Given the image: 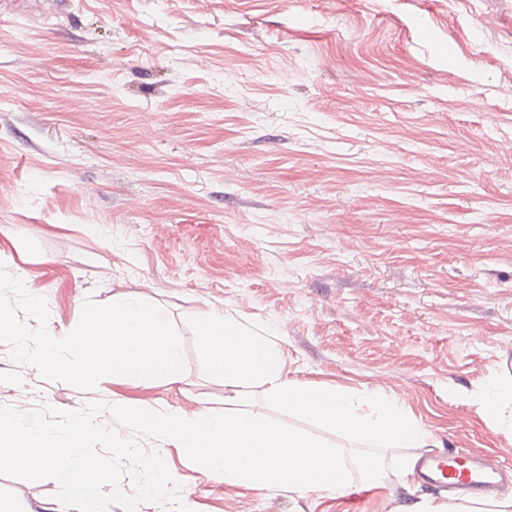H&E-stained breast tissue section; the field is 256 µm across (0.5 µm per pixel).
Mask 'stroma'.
Here are the masks:
<instances>
[{
    "label": "stroma",
    "mask_w": 512,
    "mask_h": 512,
    "mask_svg": "<svg viewBox=\"0 0 512 512\" xmlns=\"http://www.w3.org/2000/svg\"><path fill=\"white\" fill-rule=\"evenodd\" d=\"M0 263L48 333L163 307L177 383L48 382L0 343V405L222 410L196 324L275 325L300 381L400 392L443 445L509 457L459 398L512 374V0H0ZM190 512H395L228 485L172 445ZM55 480L0 476L19 512Z\"/></svg>",
    "instance_id": "stroma-1"
}]
</instances>
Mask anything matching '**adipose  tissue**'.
<instances>
[{"label":"adipose tissue","instance_id":"adipose-tissue-1","mask_svg":"<svg viewBox=\"0 0 512 512\" xmlns=\"http://www.w3.org/2000/svg\"><path fill=\"white\" fill-rule=\"evenodd\" d=\"M211 374L224 383V411L160 410L144 402L116 400L112 411L132 426L181 448L200 468L225 483L247 488H285L343 497L350 473L342 446L284 426L271 409L320 424L337 436L395 448L392 470L381 457L356 461L366 481L408 486L422 448L437 447L434 434L400 398L382 390L363 395L338 384L307 383L288 376L270 325L241 321L211 310L197 325ZM493 431L512 436V379L466 393ZM399 512H512V492L500 496L422 498Z\"/></svg>","mask_w":512,"mask_h":512}]
</instances>
